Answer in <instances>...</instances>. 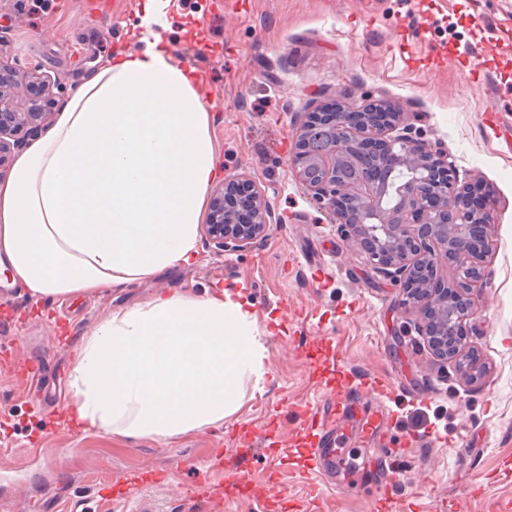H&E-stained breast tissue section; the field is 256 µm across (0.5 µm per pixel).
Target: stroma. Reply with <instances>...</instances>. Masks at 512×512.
I'll use <instances>...</instances> for the list:
<instances>
[{
  "instance_id": "35a3bbf8",
  "label": "stroma",
  "mask_w": 512,
  "mask_h": 512,
  "mask_svg": "<svg viewBox=\"0 0 512 512\" xmlns=\"http://www.w3.org/2000/svg\"><path fill=\"white\" fill-rule=\"evenodd\" d=\"M145 0H0V64L53 80L40 102L60 112L112 53L136 49ZM165 38L185 66L203 68L212 95L213 146L224 173L207 193L246 173L264 190L276 224L241 252L197 242L194 264L152 280L61 299L31 294L0 273V346L45 367L41 391L25 394L0 369V448L22 480L0 475V500L26 512H103L140 485L135 512H189L203 469L215 506L252 512L245 473L274 512L315 494L317 438L290 405L353 380L389 389L392 433L447 437L414 449L399 481L378 491L357 464L366 438L340 449L352 467L341 495L319 512H488L512 501V0H161ZM384 101L405 114L415 141L448 154L459 182L481 183L494 203L484 281L464 332L477 370L463 377L435 357L393 279L384 277L342 225L296 180L289 150L308 112ZM228 289L245 301L265 347L264 374L248 380L223 425L169 439L83 430L68 413L33 416V402L69 397L74 355L112 312L160 292L203 296Z\"/></svg>"
}]
</instances>
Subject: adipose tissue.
<instances>
[{
  "instance_id": "1",
  "label": "adipose tissue",
  "mask_w": 512,
  "mask_h": 512,
  "mask_svg": "<svg viewBox=\"0 0 512 512\" xmlns=\"http://www.w3.org/2000/svg\"><path fill=\"white\" fill-rule=\"evenodd\" d=\"M144 11L146 48L91 74L0 178V265L32 294H91L196 258L219 175L210 113L158 30L157 0ZM262 357L233 293H161L85 340L72 408L87 430L176 437L235 413Z\"/></svg>"
}]
</instances>
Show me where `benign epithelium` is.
I'll use <instances>...</instances> for the list:
<instances>
[{
  "mask_svg": "<svg viewBox=\"0 0 512 512\" xmlns=\"http://www.w3.org/2000/svg\"><path fill=\"white\" fill-rule=\"evenodd\" d=\"M7 87L31 91V110L14 111L5 99ZM45 92L46 82L35 72L0 65V162L10 142L20 144L24 128L47 116L38 105ZM319 127L331 129L336 143L312 159L309 137ZM289 163L299 183L348 228L378 268L411 291L435 353L451 359L458 371L473 372L471 347L459 330L474 315L471 294L484 275L480 255L489 248L474 230L494 222L487 202L473 204L480 186L458 184L448 156L408 137L403 112L381 104L311 113ZM397 166L405 167L408 177L394 204L386 206L380 174ZM273 221L260 186L241 174L224 181V196L212 203L203 231L217 251L238 252L264 237ZM442 256L454 267L446 286L438 279Z\"/></svg>",
  "mask_w": 512,
  "mask_h": 512,
  "instance_id": "7a95c632",
  "label": "benign epithelium"
}]
</instances>
